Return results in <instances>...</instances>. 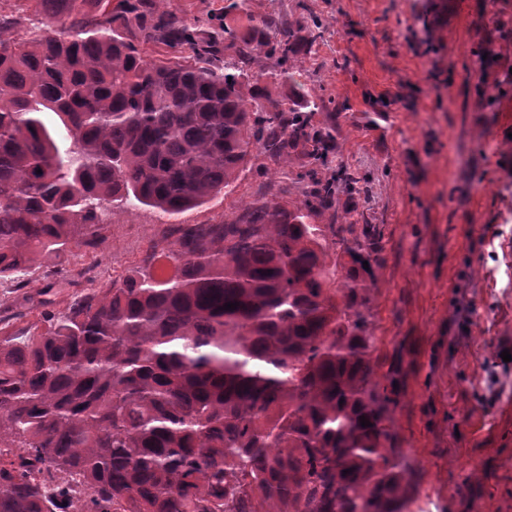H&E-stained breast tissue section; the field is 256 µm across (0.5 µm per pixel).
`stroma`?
<instances>
[{
  "instance_id": "obj_1",
  "label": "stroma",
  "mask_w": 512,
  "mask_h": 512,
  "mask_svg": "<svg viewBox=\"0 0 512 512\" xmlns=\"http://www.w3.org/2000/svg\"><path fill=\"white\" fill-rule=\"evenodd\" d=\"M258 19L316 14L300 32L290 73L275 61L260 84L270 100L336 128V159L369 179L347 223L383 231L369 291L381 384L398 379L397 446L414 471L423 512H512V0H249ZM488 48L477 61L476 48ZM300 198L287 169L253 154L232 193L170 222L153 208L111 202L96 248L71 247L24 288L0 280L10 331H45L44 311L130 269L159 261L173 223L217 224L268 190ZM44 306L16 304L19 291Z\"/></svg>"
}]
</instances>
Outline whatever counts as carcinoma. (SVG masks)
Listing matches in <instances>:
<instances>
[{"label": "carcinoma", "instance_id": "1", "mask_svg": "<svg viewBox=\"0 0 512 512\" xmlns=\"http://www.w3.org/2000/svg\"><path fill=\"white\" fill-rule=\"evenodd\" d=\"M36 2L49 22L21 36L0 18V279L61 258L76 233L97 247L110 202L170 218L204 204L255 149L299 168L303 190L179 224L173 276L140 268L40 334L0 337V448L23 451L0 455V512H411L396 388L371 360L382 231L316 223L362 179L321 175L336 151L315 120L325 101L267 106L259 85L262 59L294 67L298 29L260 32L247 0L224 6L245 33L191 27L169 0ZM120 28L188 55L148 60Z\"/></svg>", "mask_w": 512, "mask_h": 512}]
</instances>
